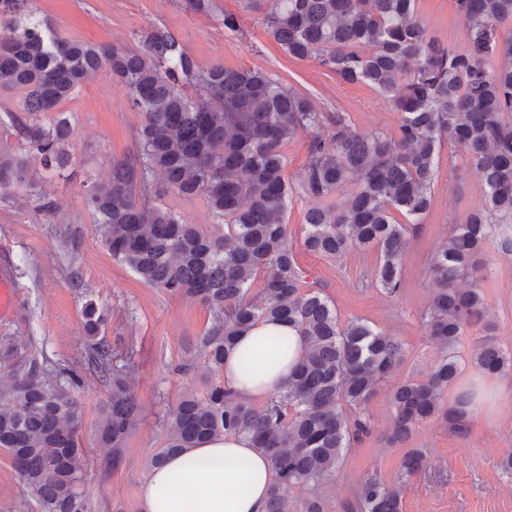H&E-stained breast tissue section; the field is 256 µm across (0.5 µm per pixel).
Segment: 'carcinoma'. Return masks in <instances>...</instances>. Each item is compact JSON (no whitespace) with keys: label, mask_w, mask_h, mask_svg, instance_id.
<instances>
[{"label":"carcinoma","mask_w":512,"mask_h":512,"mask_svg":"<svg viewBox=\"0 0 512 512\" xmlns=\"http://www.w3.org/2000/svg\"><path fill=\"white\" fill-rule=\"evenodd\" d=\"M241 2L245 12L260 14V26L290 57L313 58L343 82L364 83L385 97L400 113L397 136L361 132L347 113L322 112L261 70L202 67L165 26L138 34L134 49L109 48L57 37L30 0H0V89L22 97L18 110L5 113L19 151L0 152V188H22L52 212L55 203L36 192L30 169L36 161L46 169L69 162L63 147L71 122L60 104L103 69L122 79L131 107L144 115L138 150L112 161L109 177L92 183L86 208L114 262L145 285L198 300L212 313L197 352L214 379L169 413L166 443L150 466L209 437L244 435L276 471L268 512H288L292 489L328 477L350 440L369 433L368 421L351 414L366 409L403 349L362 320L341 322L322 290L306 288L286 246L293 185L283 147L297 132L309 133L298 175L312 200L304 213L305 250L336 258L353 246L377 249L374 281L390 296L400 289L408 236L431 207L443 137L481 173V207L455 226L430 267L438 288L427 329L441 356L424 379L391 390V439L400 442L441 412L466 329L483 333L472 353L481 373L512 370V353L491 335L479 288L487 245L512 256V39L499 35L512 22V0H457L467 27L461 48L429 34L417 0ZM496 55L507 64L493 68ZM165 193L203 197L224 230L206 233L188 223L159 203ZM466 277L471 287H458ZM259 278L262 291L253 297ZM81 316L85 365L110 394L96 438L111 449L115 467L141 408L125 371L113 364L105 310L88 299ZM260 319L294 325L307 347L286 386L256 407L225 391L220 372L224 354ZM79 387L70 367L51 368L28 344L0 335V449L39 512H91ZM477 398L476 386L462 388L448 422L461 427ZM401 468L407 477L418 474L422 450H408ZM344 509L402 512V498L371 476Z\"/></svg>","instance_id":"obj_1"}]
</instances>
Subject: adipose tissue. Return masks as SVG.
Segmentation results:
<instances>
[{"label": "adipose tissue", "mask_w": 512, "mask_h": 512, "mask_svg": "<svg viewBox=\"0 0 512 512\" xmlns=\"http://www.w3.org/2000/svg\"><path fill=\"white\" fill-rule=\"evenodd\" d=\"M286 338L285 350L268 348L271 339ZM306 344L295 328L261 320L239 338L224 359L221 380L245 403L267 401L279 393L302 358ZM262 352L254 374L240 367L244 354ZM274 466L247 438L226 434L203 440L171 455L152 468L140 498L141 512H267Z\"/></svg>", "instance_id": "1"}]
</instances>
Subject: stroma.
<instances>
[{
  "label": "stroma",
  "mask_w": 512,
  "mask_h": 512,
  "mask_svg": "<svg viewBox=\"0 0 512 512\" xmlns=\"http://www.w3.org/2000/svg\"><path fill=\"white\" fill-rule=\"evenodd\" d=\"M208 15L187 9L185 0H32L40 17L68 39L124 46L136 33L153 25L169 28L200 66L215 62L225 68H259L287 88L308 96L323 111H342L357 129L394 136L399 115L377 91L363 83L348 84L320 67L314 59L288 56L243 12L239 0H214ZM416 11L429 32L445 42L462 45L466 22L456 0H417ZM240 18L238 32L224 28L225 14ZM72 124L67 150L70 165L62 175L40 172L39 190L58 203L56 213L39 209L22 190L0 191V254L13 271L18 304L13 318L0 322L30 344L49 365H67L80 373L77 396L82 403L85 449L89 459L85 491L92 512H140L143 481L151 456L163 447L165 420L184 392L203 391L210 377L204 358L195 350L198 336L210 327L207 306L188 298H173L143 284L129 269L113 261L103 246L85 206L87 185L107 178L112 160L133 154L135 133L143 115L131 109L122 80L99 72L61 105ZM433 204L411 236L404 253L401 290L384 294L374 284L377 250L356 248L327 258L303 246V215L309 204L295 193L288 206V247L295 253L309 287L322 289L341 320L362 319L404 345L402 362L364 411L369 435L352 441L335 473L316 492L323 512H343L361 484L374 475L399 488L403 512H512V477L500 462L512 453V371L496 376L476 371L471 354L477 329H470L456 349L460 373L457 385L477 384L481 406L463 432L451 429L443 416L418 425L404 441L390 443L393 414L392 384L423 379L439 357L426 329L435 282L430 264L453 225L483 201L477 167L460 147L444 143L432 185ZM77 237L71 251L67 237ZM485 278L480 287L495 324L496 343L512 352V257L493 247L484 252ZM79 273L80 285L70 281ZM95 299L110 314L105 337L114 361L126 365L143 420L125 444L119 468L109 469V449L96 440L101 407L109 392L84 367L85 341L81 311ZM191 361L189 374L177 373L178 363ZM424 454L419 474L404 477L401 460L407 449ZM0 512H38L23 492L19 476L0 451Z\"/></svg>",
  "instance_id": "1"
}]
</instances>
